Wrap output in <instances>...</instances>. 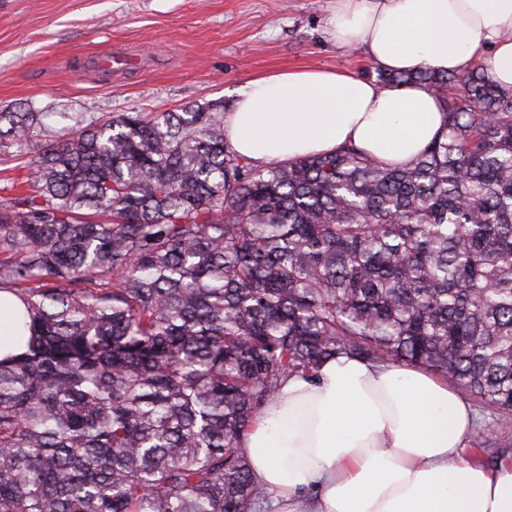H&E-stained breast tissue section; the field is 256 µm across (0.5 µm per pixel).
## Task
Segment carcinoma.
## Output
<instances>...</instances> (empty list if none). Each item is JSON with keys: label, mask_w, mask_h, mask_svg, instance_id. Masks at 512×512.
<instances>
[{"label": "carcinoma", "mask_w": 512, "mask_h": 512, "mask_svg": "<svg viewBox=\"0 0 512 512\" xmlns=\"http://www.w3.org/2000/svg\"><path fill=\"white\" fill-rule=\"evenodd\" d=\"M428 86L445 132L256 166L224 105L95 116L0 198V512H255L241 442L279 386L345 355L422 366L512 421V90ZM43 112H0V154ZM22 308L19 300L8 293L0 292V358L16 354L25 340L16 339L18 334L14 314Z\"/></svg>", "instance_id": "carcinoma-1"}]
</instances>
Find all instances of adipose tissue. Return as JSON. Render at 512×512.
I'll return each mask as SVG.
<instances>
[{
    "label": "adipose tissue",
    "mask_w": 512,
    "mask_h": 512,
    "mask_svg": "<svg viewBox=\"0 0 512 512\" xmlns=\"http://www.w3.org/2000/svg\"><path fill=\"white\" fill-rule=\"evenodd\" d=\"M327 35L391 72L463 74L482 59L512 88V0H335ZM444 121L427 86L306 67L241 85L224 133L257 166L344 145L401 165ZM475 421L427 370L339 356L288 378L242 446L265 512H512V461L491 471L462 454Z\"/></svg>",
    "instance_id": "1"
}]
</instances>
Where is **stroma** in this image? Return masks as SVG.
Listing matches in <instances>:
<instances>
[{
	"mask_svg": "<svg viewBox=\"0 0 512 512\" xmlns=\"http://www.w3.org/2000/svg\"><path fill=\"white\" fill-rule=\"evenodd\" d=\"M332 0H0V112L45 113L32 139L58 135L55 113L180 111L230 104L248 80L298 67L374 63L326 35ZM134 52L139 69L94 72L103 52Z\"/></svg>",
	"mask_w": 512,
	"mask_h": 512,
	"instance_id": "obj_1",
	"label": "stroma"
}]
</instances>
